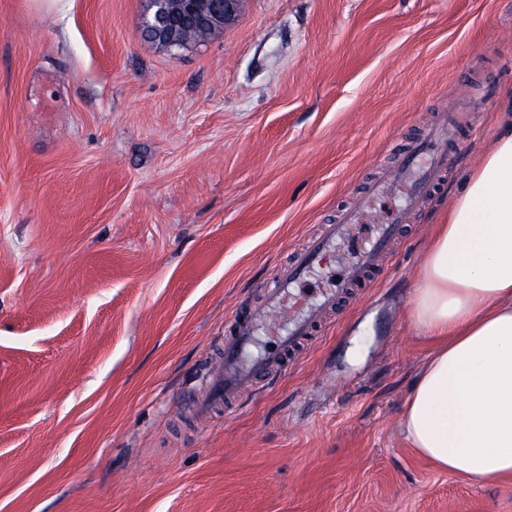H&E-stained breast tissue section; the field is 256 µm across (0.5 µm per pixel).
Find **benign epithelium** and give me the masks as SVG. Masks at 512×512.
Wrapping results in <instances>:
<instances>
[{"mask_svg":"<svg viewBox=\"0 0 512 512\" xmlns=\"http://www.w3.org/2000/svg\"><path fill=\"white\" fill-rule=\"evenodd\" d=\"M237 3L238 0H150L151 13L143 18L142 31L173 47L181 27L219 25L235 15Z\"/></svg>","mask_w":512,"mask_h":512,"instance_id":"1","label":"benign epithelium"}]
</instances>
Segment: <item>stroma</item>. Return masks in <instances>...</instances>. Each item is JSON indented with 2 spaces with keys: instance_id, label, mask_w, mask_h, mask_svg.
<instances>
[{
  "instance_id": "1",
  "label": "stroma",
  "mask_w": 512,
  "mask_h": 512,
  "mask_svg": "<svg viewBox=\"0 0 512 512\" xmlns=\"http://www.w3.org/2000/svg\"><path fill=\"white\" fill-rule=\"evenodd\" d=\"M147 8L0 0V512H512V476L439 470L400 428L428 243L512 113V0H239L180 48ZM459 107L453 172L377 285L198 417L233 304Z\"/></svg>"
}]
</instances>
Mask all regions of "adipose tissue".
I'll list each match as a JSON object with an SVG mask.
<instances>
[{
    "label": "adipose tissue",
    "instance_id": "1",
    "mask_svg": "<svg viewBox=\"0 0 512 512\" xmlns=\"http://www.w3.org/2000/svg\"><path fill=\"white\" fill-rule=\"evenodd\" d=\"M412 317L430 351L402 432L475 482L512 475V117L430 240Z\"/></svg>",
    "mask_w": 512,
    "mask_h": 512
}]
</instances>
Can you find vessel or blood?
<instances>
[{"instance_id": "b4317fda", "label": "vessel or blood", "mask_w": 512, "mask_h": 512, "mask_svg": "<svg viewBox=\"0 0 512 512\" xmlns=\"http://www.w3.org/2000/svg\"><path fill=\"white\" fill-rule=\"evenodd\" d=\"M452 138V113L434 114L419 137L399 154L401 165L407 168L413 166L417 157L423 154L428 155L430 161L410 188L405 205L396 214L393 223L386 225L375 242L360 252L357 261L344 271L337 287L319 290L313 301L300 303L288 331L277 334L272 346L265 348L260 356H250L249 350L268 312L287 302L308 270L322 262L331 244L345 233L348 225L360 222L367 205L391 183L392 178L387 170H379L377 177L366 184L355 205L339 210L334 223L320 225L304 247L290 254L287 262L276 270L269 287L264 289L260 304L240 306L234 310L225 325L222 364L211 374L210 392L208 397L198 402L199 410L232 401L252 382L281 370L289 356L311 336L319 333L324 316L335 310L344 289L365 288L371 284L379 260L389 251L399 225L409 222L420 203L434 193L444 180L451 165V152L446 144Z\"/></svg>"}]
</instances>
